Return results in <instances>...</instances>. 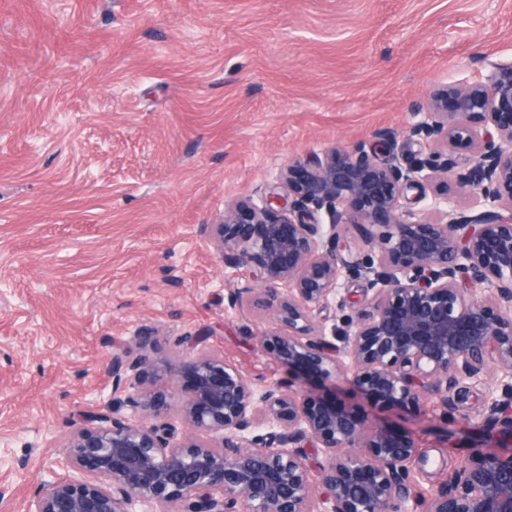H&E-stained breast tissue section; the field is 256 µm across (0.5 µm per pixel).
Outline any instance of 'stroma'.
<instances>
[{
    "label": "stroma",
    "instance_id": "obj_1",
    "mask_svg": "<svg viewBox=\"0 0 512 512\" xmlns=\"http://www.w3.org/2000/svg\"><path fill=\"white\" fill-rule=\"evenodd\" d=\"M512 61V0H0V512H25L62 472L82 412L119 405L114 344L149 331L206 349L257 385L283 370L264 312L202 225L289 160L336 145L421 151L416 111L444 86ZM484 386L426 421L358 398L415 433L420 488L479 448Z\"/></svg>",
    "mask_w": 512,
    "mask_h": 512
}]
</instances>
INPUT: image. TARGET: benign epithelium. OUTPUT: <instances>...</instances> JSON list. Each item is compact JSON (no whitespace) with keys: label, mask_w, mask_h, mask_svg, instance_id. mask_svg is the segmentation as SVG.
I'll return each instance as SVG.
<instances>
[{"label":"benign epithelium","mask_w":512,"mask_h":512,"mask_svg":"<svg viewBox=\"0 0 512 512\" xmlns=\"http://www.w3.org/2000/svg\"><path fill=\"white\" fill-rule=\"evenodd\" d=\"M417 115L411 136L424 151L410 163L362 143L333 147L224 209L212 225L222 261L257 282L229 292L228 307L273 319L259 343L287 372L304 365L418 420L426 396L446 416L466 382H482L486 411L512 432V62H486L478 81L446 87ZM460 147L472 152L462 163ZM354 272L363 287L341 283ZM207 339L177 338L194 354L176 370L116 347L115 384L150 385L126 401L139 420L117 407L82 414L68 474L41 480L27 512H512V448L478 450L448 483L415 494L410 464L423 455L413 433L343 398L318 399L289 375L259 387L205 352ZM177 373L194 432L181 440L167 415Z\"/></svg>","instance_id":"7a95c632"}]
</instances>
